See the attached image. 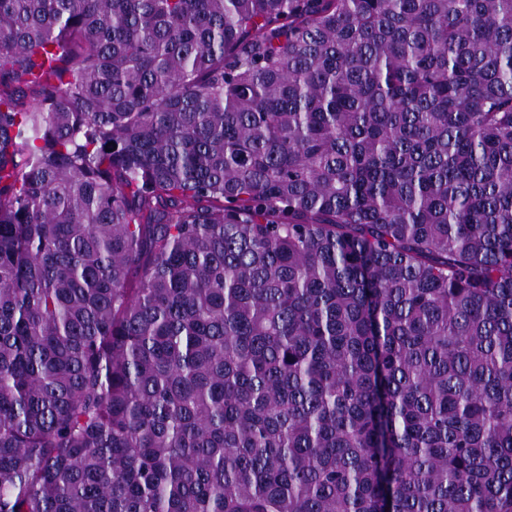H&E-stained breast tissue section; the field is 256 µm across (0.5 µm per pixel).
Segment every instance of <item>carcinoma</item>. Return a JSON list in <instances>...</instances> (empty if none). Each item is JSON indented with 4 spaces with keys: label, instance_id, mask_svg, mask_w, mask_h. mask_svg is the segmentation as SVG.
Here are the masks:
<instances>
[{
    "label": "carcinoma",
    "instance_id": "obj_1",
    "mask_svg": "<svg viewBox=\"0 0 512 512\" xmlns=\"http://www.w3.org/2000/svg\"><path fill=\"white\" fill-rule=\"evenodd\" d=\"M0 512H512V0H0Z\"/></svg>",
    "mask_w": 512,
    "mask_h": 512
}]
</instances>
